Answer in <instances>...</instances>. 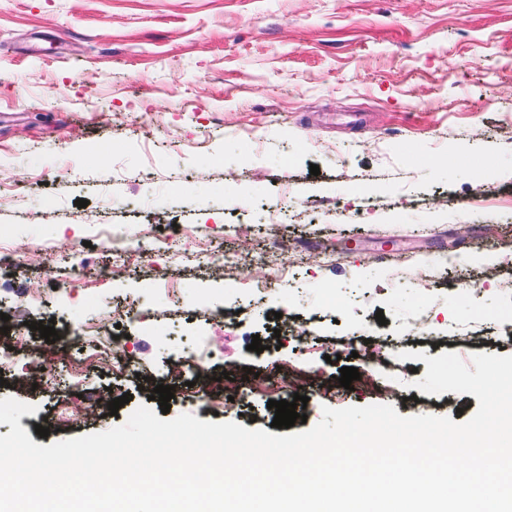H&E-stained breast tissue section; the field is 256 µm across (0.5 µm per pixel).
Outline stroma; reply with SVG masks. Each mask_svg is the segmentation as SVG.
I'll use <instances>...</instances> for the list:
<instances>
[{"mask_svg":"<svg viewBox=\"0 0 512 512\" xmlns=\"http://www.w3.org/2000/svg\"><path fill=\"white\" fill-rule=\"evenodd\" d=\"M510 124L512 0H0V185L14 194L0 241L16 260L0 312L48 355L34 385L0 363V398L36 405L19 419L36 444L103 432L157 408L167 366L199 340L209 375L231 377L226 402L205 408L189 368L170 417L270 430L268 401L293 398L285 363L311 377L297 433L326 406L464 422L477 397L416 392L425 360L398 354L512 355L498 333L512 324V293L498 289L512 281ZM170 223L247 268L218 276L144 250L143 227ZM104 224L129 248L124 278L104 275ZM477 272L476 292L464 283ZM117 303L139 312L105 327L135 376L95 367L80 333ZM423 306L422 340L408 328ZM283 310L305 321L308 346L281 333ZM39 320L57 341L29 329ZM473 320L481 337L453 340ZM345 366L360 373L349 390ZM126 392L117 416L56 419L61 401Z\"/></svg>","mask_w":512,"mask_h":512,"instance_id":"stroma-1","label":"stroma"}]
</instances>
